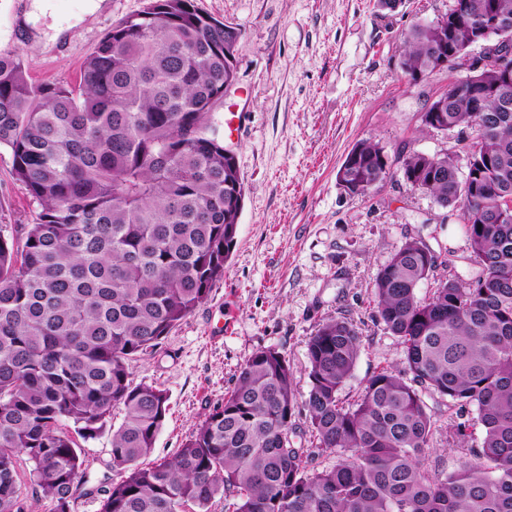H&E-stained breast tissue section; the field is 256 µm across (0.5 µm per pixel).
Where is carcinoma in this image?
Listing matches in <instances>:
<instances>
[{"label": "carcinoma", "instance_id": "cac0c4a2", "mask_svg": "<svg viewBox=\"0 0 512 512\" xmlns=\"http://www.w3.org/2000/svg\"><path fill=\"white\" fill-rule=\"evenodd\" d=\"M453 2L465 21L448 13L402 33L408 82L437 70L442 42L469 50L485 16L512 29V0ZM242 38L195 0H149L104 36L77 85L34 83L19 55L0 52V147L40 208L32 224H0V512L40 499L71 512L79 440L105 431L113 476L96 489L99 512H512V222H498L512 196V83L490 73L448 82L419 117L422 132L472 131L485 164L472 184L444 152H396L393 169L371 138L340 165L364 196L399 171L462 211L475 287L413 237L373 279L375 317L404 368L342 397L363 334L326 318L305 340L303 400L288 359L260 348L177 454L142 466L168 396L132 384L130 362L208 298L236 245L243 181L211 106L224 96L225 45ZM439 443L472 460L440 470L429 462ZM331 454L336 465L319 468Z\"/></svg>", "mask_w": 512, "mask_h": 512}]
</instances>
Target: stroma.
I'll return each mask as SVG.
<instances>
[{
  "label": "stroma",
  "instance_id": "obj_1",
  "mask_svg": "<svg viewBox=\"0 0 512 512\" xmlns=\"http://www.w3.org/2000/svg\"><path fill=\"white\" fill-rule=\"evenodd\" d=\"M147 2L0 0V51L18 53L33 82L75 84L106 33ZM450 2L403 0L390 11L379 0H196L244 32L236 83L211 117L236 156L244 199L223 278L156 351L130 365L133 384L169 397L151 460L177 453L257 349L283 353L298 395H306L305 339L323 317H350L363 332L345 395L357 396L378 367L401 366V347L376 321L370 297L379 265L406 238L454 255L463 277L476 273L460 211L439 207L398 174L367 197L336 182L362 139L433 154L463 149L470 138L467 130H418L447 71L412 85L398 67L402 32L446 13ZM38 211L13 176L10 151L0 148V224L33 223ZM82 456L71 512H98L95 490L110 474L108 435L83 442Z\"/></svg>",
  "mask_w": 512,
  "mask_h": 512
}]
</instances>
